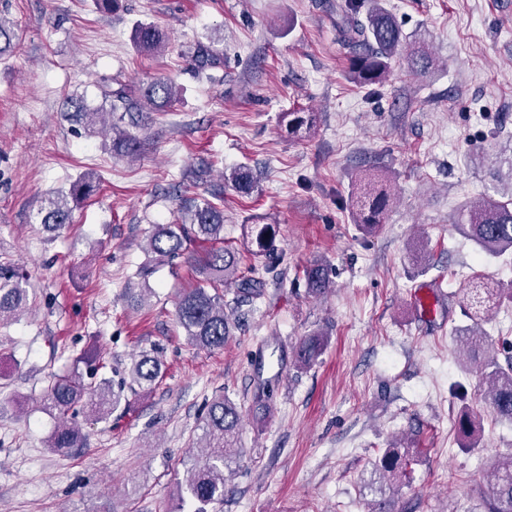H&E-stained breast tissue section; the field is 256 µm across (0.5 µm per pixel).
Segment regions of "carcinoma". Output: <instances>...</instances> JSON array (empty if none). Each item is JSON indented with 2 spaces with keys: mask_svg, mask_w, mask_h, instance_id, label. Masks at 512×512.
Listing matches in <instances>:
<instances>
[{
  "mask_svg": "<svg viewBox=\"0 0 512 512\" xmlns=\"http://www.w3.org/2000/svg\"><path fill=\"white\" fill-rule=\"evenodd\" d=\"M336 26L342 42L349 50L351 79L360 86L379 84L387 77L391 61L399 56L408 68L427 73L435 59L415 41L409 40L394 16L380 0H344L336 4ZM15 32L0 17V56L14 48ZM136 48L149 55L166 48V35L156 25L140 24L135 28ZM99 106L89 105L85 96L75 94L68 99L71 111L68 119L85 133L96 135L109 125L115 134L112 148L123 156L138 153L135 137L121 129V124L137 125L144 113L161 111L175 101L176 86L168 78H158L135 91L109 85L101 91ZM288 134L298 136L311 128L312 115L308 112H289L284 116ZM224 181L239 194L251 195L257 189V179L251 168L240 166L230 170ZM96 191L94 177L84 176L67 194L46 199L41 208V223L58 231L72 222L73 207ZM391 194L378 181L366 176L354 179L350 197V213L354 223L372 232L382 224L390 209ZM455 223L461 225L467 236L491 258L512 255V195L506 200L492 198L472 202L462 209ZM276 224H250L246 234V249L224 244V207L205 201L186 210L173 224H157L148 235L147 252L159 262L187 257L191 271L199 278L194 288L180 296L177 320L188 341L202 349L224 347L231 333V320L224 311V287L235 285L231 302L244 305L264 293L263 281L257 269L242 268L244 255L277 259ZM23 268L0 264V323L16 316L26 306L27 288ZM306 288L320 294L331 288L328 267L312 263L303 271ZM512 300L511 288H493L485 282H474L466 289L462 301L463 315L470 319L488 310L495 298ZM458 342L466 347L471 363L475 365L485 388L481 389L484 406L501 421L512 424V356L506 364L499 362L493 339L481 329L456 330ZM325 337L313 333L303 338L295 348V362L300 366L313 364L322 354ZM161 373L158 357L142 354L129 369L131 383L151 388ZM120 403V393L103 379L98 385L84 383L82 377L58 376L48 389L47 405L57 411L59 421L49 447L66 453L80 447L79 428L68 423V413L82 409L98 419L107 418ZM241 414L236 404L219 394L207 405L203 421V436L190 448L194 458L180 491L198 504L195 512H208V507L224 501L225 472L238 463L241 451L236 448ZM459 443L463 448H475L481 434L476 415L463 411L459 417ZM407 454L400 444L385 449L373 463V472L383 479L367 481L365 488L379 499L371 501L369 512H395L393 485L406 476L404 463ZM483 512H512V455L494 465L492 480L481 500Z\"/></svg>",
  "mask_w": 512,
  "mask_h": 512,
  "instance_id": "obj_1",
  "label": "carcinoma"
}]
</instances>
